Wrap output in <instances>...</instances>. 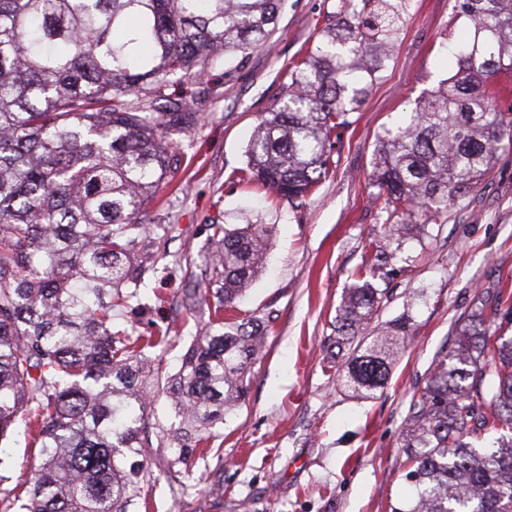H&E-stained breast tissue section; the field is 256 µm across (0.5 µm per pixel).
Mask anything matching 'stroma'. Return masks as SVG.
<instances>
[{
  "instance_id": "stroma-1",
  "label": "stroma",
  "mask_w": 512,
  "mask_h": 512,
  "mask_svg": "<svg viewBox=\"0 0 512 512\" xmlns=\"http://www.w3.org/2000/svg\"><path fill=\"white\" fill-rule=\"evenodd\" d=\"M333 5L284 0L271 47L241 62L216 58L203 81L168 89L198 101L204 117L177 136L180 168L143 209L144 223L166 228L165 269L147 278L142 305L118 318L137 336L176 328L167 354L176 363L201 328L199 314L181 302L188 282L178 257L201 245L209 225L250 222L270 232L266 266L224 317L265 318L269 327L267 347L245 379L246 401L224 425L221 460L199 462L182 497L157 483L148 493L149 512H390L412 492L400 445L413 396L482 299L512 294V146H506L466 196L430 219L427 232L405 239L392 271L377 282L382 301L365 335L410 318L388 383L369 397L341 385L346 365L329 349L336 309L367 261L366 245L383 236L369 180L377 138L455 73L447 48L466 21L456 0H411L392 61L336 143L335 168L297 206L239 175L253 127L287 90L293 62L318 45ZM159 294L164 303L156 302ZM0 456L10 462L0 481L3 497L33 476L40 457L22 441Z\"/></svg>"
}]
</instances>
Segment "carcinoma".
<instances>
[{
  "label": "carcinoma",
  "mask_w": 512,
  "mask_h": 512,
  "mask_svg": "<svg viewBox=\"0 0 512 512\" xmlns=\"http://www.w3.org/2000/svg\"><path fill=\"white\" fill-rule=\"evenodd\" d=\"M282 0H0V445L30 436L40 465L0 512H136L164 461L172 495L190 487L203 451L224 441L245 376L265 347L259 318L219 316L261 270V224L211 225L184 257L190 309L214 310L175 371L171 326L132 336L112 310L139 299L162 258L145 204L178 171L172 136L202 119L165 93L209 62L249 55L276 29ZM409 0H336L321 45L297 62L285 97L255 126L242 180L288 199L313 194L376 73L392 58ZM470 34L449 47L457 70L378 136L371 174L387 243L336 313L341 355L379 307L365 278L391 248L464 196L512 143V104L493 80L512 74V0H459ZM502 292L461 327L409 410L401 445L416 496L392 512H512V336L485 327ZM404 318L359 341L343 385L368 395L405 347ZM164 399L170 419L153 404ZM494 430L497 446L474 442Z\"/></svg>",
  "instance_id": "cac0c4a2"
}]
</instances>
